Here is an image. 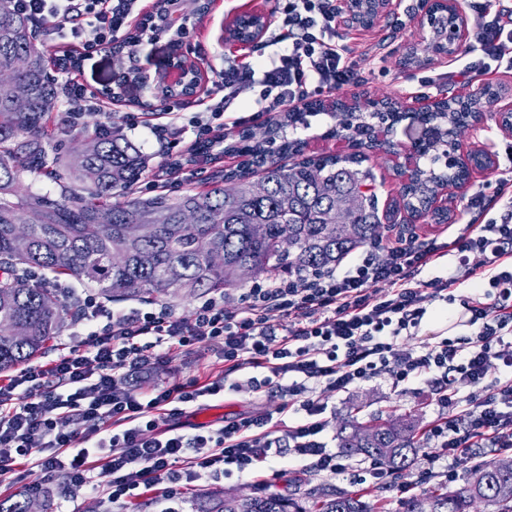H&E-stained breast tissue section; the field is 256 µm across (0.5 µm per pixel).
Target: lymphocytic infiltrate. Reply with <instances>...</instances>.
<instances>
[{
	"label": "lymphocytic infiltrate",
	"mask_w": 512,
	"mask_h": 512,
	"mask_svg": "<svg viewBox=\"0 0 512 512\" xmlns=\"http://www.w3.org/2000/svg\"><path fill=\"white\" fill-rule=\"evenodd\" d=\"M47 43L77 42L99 53L121 42L138 56L142 41L129 30L141 0H15ZM481 14L475 43L460 52L463 71L477 78L512 70V19L490 13L484 0H468ZM281 21L256 57L225 64L218 74L221 98L202 102L185 115L163 106L145 127L163 148L185 146L212 158L224 153L228 128L255 122L274 124L309 97L333 94L360 82L346 46L337 39L336 0H276ZM253 95L246 116L228 113L230 104ZM63 122L82 129L87 113L102 112L82 85L63 89ZM99 133L111 134V113L102 112ZM194 137L184 140L185 129ZM500 216H490L482 193L470 195L466 212L486 215L464 234L423 241L398 230L389 244H370L345 271L334 268L294 277L262 279L242 289L235 312L224 310V292L197 305L191 318L152 304L108 310L87 297L77 304L84 338L47 365H32L0 383V483L16 466L31 465L63 476L71 493L127 503L161 487L169 506L184 512V489L233 474L279 477L270 466L281 457L305 471L327 476L345 472L343 455L322 437L329 422L325 388L344 392L377 378L392 387L425 382L439 408L423 431L419 475L454 481L459 467L480 448L512 454V180L502 179ZM455 255L447 276L423 279L439 259ZM473 282L462 298L463 341L448 338L412 347L404 335L418 327L430 304L448 300V289ZM203 349L224 363V378L192 380L168 387L147 382L156 365L170 364ZM503 378L488 383L492 371ZM263 371L254 392H284L287 403L182 430L184 408L226 390L227 376ZM468 394H461V387Z\"/></svg>",
	"instance_id": "obj_1"
}]
</instances>
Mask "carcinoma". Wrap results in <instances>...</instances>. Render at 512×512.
Listing matches in <instances>:
<instances>
[{
  "label": "carcinoma",
  "mask_w": 512,
  "mask_h": 512,
  "mask_svg": "<svg viewBox=\"0 0 512 512\" xmlns=\"http://www.w3.org/2000/svg\"><path fill=\"white\" fill-rule=\"evenodd\" d=\"M51 56L14 0H0V71H11L29 90L28 107L18 112L0 87V372L34 357L73 317L72 303L48 287L52 278L96 287L109 298L160 300L183 288L222 291L245 274L293 276L332 267L378 238L377 195L370 171L359 169L363 157L297 160L302 141L285 135L277 155L258 142L248 147L245 165L213 177L202 191L134 195L148 158L132 141L97 134L92 152H61L76 135L52 120L59 88L48 73ZM368 111L336 117L331 134L371 146ZM471 118L470 112H446L420 119L426 126L422 156L437 177L407 186L412 200L424 203L436 186L463 182L466 165L445 163L433 127L448 122L461 131ZM23 172L63 188L34 192L23 185ZM346 196L360 197V204L341 220L336 199ZM186 211L196 213L197 223H183ZM141 224L151 225L153 235L138 236ZM25 269L41 276L22 281L14 275ZM359 428L348 421L339 429V447L348 456L362 455L398 472L418 454L419 431L410 416L377 417L360 439ZM474 471L485 478L479 491L469 483L451 490L437 482L401 498L397 512H473L478 503L512 512V496L499 493L512 485V457L479 463ZM387 506L373 493L319 488L300 499L214 496L195 512H388ZM28 509L26 496L0 499V512Z\"/></svg>",
  "instance_id": "1"
}]
</instances>
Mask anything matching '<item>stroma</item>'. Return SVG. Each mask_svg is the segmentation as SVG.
<instances>
[{
  "label": "stroma",
  "instance_id": "1",
  "mask_svg": "<svg viewBox=\"0 0 512 512\" xmlns=\"http://www.w3.org/2000/svg\"><path fill=\"white\" fill-rule=\"evenodd\" d=\"M183 7L190 22L183 49L205 73L207 82L204 90L208 93L216 92L218 73L226 60L243 57L252 50L251 45L223 40L224 28L231 19L244 13H261L267 17L269 26L278 24L276 0H217L212 12L205 15L196 14L193 0H184ZM419 7L420 0H394L391 13L378 18L372 27L350 30L346 26H339L338 31L361 76L358 86L340 89V96L364 103L388 99L400 101L411 97L431 98L441 88L474 94L488 84L507 91L512 89V72L488 74L470 81L454 73L448 59L425 52L416 19ZM498 109L495 103L484 106L479 123L467 127L460 134L462 154L489 152L495 148L502 150L512 145V132L499 126ZM335 123V118L320 114L311 117L309 128L297 130L296 136L303 141L306 155L346 156L353 153L354 148L347 139L330 136L329 130ZM396 163L395 156L382 150L369 152L366 161L376 180L381 224H411L423 240L462 233L466 225L464 205L467 198L478 191L491 202L493 214H500L503 210L504 202L496 195L497 184L512 173L500 162L488 170H474L464 183L444 191L445 203L453 214L452 227L436 223L429 216L410 217L397 207L400 182L395 174ZM223 374L224 363L216 356L209 353L191 354L171 365L157 367L149 379L176 386L196 378H219ZM326 399L330 417L325 440L332 449L338 446L337 432L341 422L349 418L356 406L360 407L365 417L381 412L407 414L423 427L438 415V407L428 387L417 381L404 388H395L387 380L376 379L347 392L327 394ZM283 401L284 397L280 394L267 396L254 393L249 378L242 377L236 390L214 400L212 405L187 408L180 421L186 425L204 424L218 429L223 426L225 419L272 410ZM273 466L283 470L284 475L266 485L235 475L217 483L206 479L193 483L184 493V508L186 512H191L197 499L216 490L249 495L292 494L294 475L287 470V459H274ZM32 483L50 489L51 512H134L130 507L112 504L103 497L69 495L61 477L27 467L23 468L22 477L17 482L0 485V498L24 493L26 485Z\"/></svg>",
  "mask_w": 512,
  "mask_h": 512
}]
</instances>
